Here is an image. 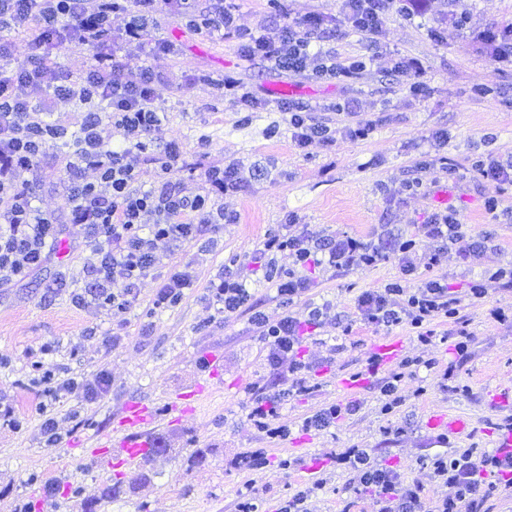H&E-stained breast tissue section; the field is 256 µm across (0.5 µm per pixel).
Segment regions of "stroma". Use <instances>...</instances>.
<instances>
[{"instance_id":"1","label":"stroma","mask_w":512,"mask_h":512,"mask_svg":"<svg viewBox=\"0 0 512 512\" xmlns=\"http://www.w3.org/2000/svg\"><path fill=\"white\" fill-rule=\"evenodd\" d=\"M469 13V30L448 25L457 5ZM292 16L319 15L323 51L337 61L364 55L371 65L345 85L315 81L268 68L241 56L234 38L215 39L185 32L167 12L156 16L155 32L178 45L177 56H145L127 50L131 68L147 64L158 72L161 102L167 119L152 138L163 145L182 144L188 167L177 177L185 195L205 187L203 171L211 165L237 163L242 187L227 192L224 212L232 221L204 231L181 250L161 242V264L139 285L137 300L122 317L91 304H79L88 280L80 277L81 248L68 246L55 262L26 280L0 288V410L12 409L22 423L15 430L0 420V512H84L89 501H100L98 512H234L238 496L261 501L265 512H276L280 501L309 489L308 512H340L344 500L355 499V474L336 462V454L367 448L383 463L399 467L405 479L427 478L424 464L441 450L455 452L478 444L494 447L492 427L512 415V288L492 278L495 270L512 271V186L505 188L475 173L479 158L512 162V66H495L477 33L512 23V0H427L421 16L406 20L383 16L382 33L370 39L345 26L337 0H288ZM417 59L428 84L425 96L408 95V73L395 64L401 57ZM233 77L263 91L285 84L289 98L310 104L315 122L329 125L332 141L295 149L287 116L276 106L242 117L221 99L215 80ZM352 102L376 128L364 141L348 137L334 111ZM61 143H50L28 175L36 206L62 218L69 209L68 190L60 172ZM429 162V170L416 161ZM422 179L425 189L410 195L406 182ZM447 188L448 202L461 223L489 234L484 257L463 265L460 240L441 264L420 270V278L448 280L463 295L461 314L472 334L466 357L452 343L432 350L438 364L405 380L409 397L400 412L382 410L379 390L361 387L358 413L337 420L322 431L303 432L302 421L315 411L345 403L338 379L366 368L382 327L360 323L355 300L363 291L383 286L400 274L396 254L387 253L375 266L349 271L310 268L312 290L295 302L280 298L250 258L264 238L276 232L287 214L311 236L347 234L366 241L382 230L414 233L417 224L436 211L434 192ZM501 200L498 214L487 213L482 200ZM187 266L192 285L180 304L153 309L156 289L173 267ZM244 279L254 308L277 320L288 310L327 305L329 314L301 347V354L321 359L310 393H286L285 382L273 376L267 350L250 311L225 313L209 299L210 281L225 267ZM69 270L74 281L52 288L57 268ZM482 279L483 299L466 300L472 280ZM502 308L509 320L495 321L490 311ZM253 308V309H254ZM55 343L42 356L44 369L65 380L105 375L108 393L93 403L62 396L51 408L59 441L47 445L34 412L39 401L31 382L30 354L41 344ZM204 385L207 397L195 410L169 409L175 393ZM282 392L274 426L285 436L268 438L249 417L258 388ZM141 399L157 409L154 434L167 441L169 455L151 465L124 467L122 476L101 466L93 451L111 436L124 404ZM433 413L462 418L465 429L449 434L440 445L426 425ZM398 425V435L386 434ZM261 449L266 464L237 470L230 460ZM203 464H195L198 453ZM294 459L284 469L280 458ZM122 480L121 495L101 501L104 487Z\"/></svg>"}]
</instances>
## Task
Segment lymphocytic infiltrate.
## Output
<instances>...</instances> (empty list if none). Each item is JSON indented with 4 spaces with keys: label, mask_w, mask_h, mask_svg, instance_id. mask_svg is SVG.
<instances>
[{
    "label": "lymphocytic infiltrate",
    "mask_w": 512,
    "mask_h": 512,
    "mask_svg": "<svg viewBox=\"0 0 512 512\" xmlns=\"http://www.w3.org/2000/svg\"><path fill=\"white\" fill-rule=\"evenodd\" d=\"M168 9L186 30L213 37L239 35L233 0H212L208 11L193 10L190 0H0V286L25 280L51 264L55 249L71 228L84 231L87 252L84 275L92 280L91 301L121 316L136 300L140 280L158 264L157 242L182 246L198 234L224 223L220 203L225 192L240 189L237 164L205 169V188L194 196L183 194L177 172L187 163L185 148L177 143L152 147L150 134L165 121L160 104L158 77L149 65L130 69L124 49L137 44L150 53H174L168 39L154 36L156 14ZM423 0H341V14L357 33L378 36L381 18L395 13L403 18L418 15ZM321 17L309 15L283 23L278 35L259 26L243 35L240 51L245 59L266 62L274 70L310 74L313 79L345 83L366 66L365 58L339 62L323 56L314 32ZM31 54L24 62L14 59L17 42ZM68 46L88 51L86 70L61 82L52 48ZM79 106L83 119L76 133L53 120L55 101ZM279 111L288 115L292 145L305 150L313 143L331 142L328 125L313 122L308 104L288 98L277 100ZM123 133L120 144H111L107 129ZM71 140L64 152L61 172L69 183L70 209L64 220L43 214L35 206L26 176L44 157L53 140ZM296 218L287 215L278 233L266 237L252 257L267 282L287 300L301 298L312 288L308 266L352 270L374 266L382 256L379 245L348 235L316 239L296 230ZM435 242L433 253L422 256L417 237ZM471 237L462 263L480 259L488 238L472 234L455 213L440 210L414 234L397 237L395 250L400 275L383 287L363 291L355 301L361 322L379 327L405 325L420 343L421 352H405L380 393L383 409L392 413L402 407L405 396L399 384L420 369H434L435 358L424 350L436 340L437 325L449 323L458 355H465L471 334L460 315V300L447 282L433 278L412 284L418 269L438 266L449 247ZM288 254L291 266L277 265L278 254ZM214 303L234 313L247 306L251 294L232 271H225L209 285ZM325 311H290L269 321L259 311L250 320L268 351L270 369L290 381L296 393L309 392L312 361L299 358L305 335L303 325L320 324ZM43 400L35 406L42 416L41 429L48 443H56L55 422L48 417L47 400L67 392L93 402L103 395L105 377L74 379L60 383L54 374L39 372L36 379ZM359 479L358 491L371 512H485L494 495L512 497V461L495 452L466 448L452 455L431 458V476L444 481L452 493L429 499L422 480H404L396 467L372 459L355 448L342 455Z\"/></svg>",
    "instance_id": "f902f5d3"
}]
</instances>
